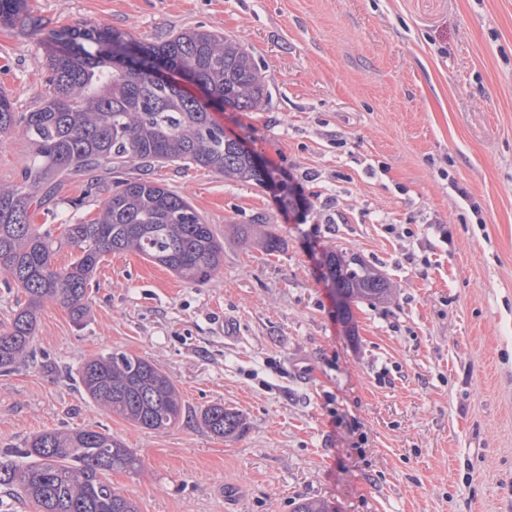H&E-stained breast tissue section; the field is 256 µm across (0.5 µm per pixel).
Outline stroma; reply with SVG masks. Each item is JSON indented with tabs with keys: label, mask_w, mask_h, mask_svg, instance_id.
I'll return each instance as SVG.
<instances>
[{
	"label": "stroma",
	"mask_w": 512,
	"mask_h": 512,
	"mask_svg": "<svg viewBox=\"0 0 512 512\" xmlns=\"http://www.w3.org/2000/svg\"><path fill=\"white\" fill-rule=\"evenodd\" d=\"M40 30L0 25V88L18 111L48 92L44 33L81 22L155 43L224 32L254 56L267 109H215L274 175L265 187L180 165L137 170L187 197L224 241L215 280L185 282L140 255L103 257L82 324L46 303L33 354L0 373V453L94 428L140 467L111 472L139 512H512V0H28ZM30 157L0 135V183ZM113 179L67 178L31 221L54 263L66 225L95 219ZM262 224L280 251L243 242ZM359 255L386 303L336 314L326 252ZM123 351L164 370L186 405L139 428L79 384ZM239 411L224 440L199 409Z\"/></svg>",
	"instance_id": "stroma-1"
}]
</instances>
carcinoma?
Here are the masks:
<instances>
[{
  "label": "carcinoma",
  "instance_id": "carcinoma-1",
  "mask_svg": "<svg viewBox=\"0 0 512 512\" xmlns=\"http://www.w3.org/2000/svg\"><path fill=\"white\" fill-rule=\"evenodd\" d=\"M31 23L27 0H0V24ZM49 91L34 107L16 111L0 91V133L16 128L30 147L22 182L0 184V273L25 295L10 326L0 331V373H8L32 348L37 314L47 301L63 305L72 321L88 311V288L102 257L115 251L139 254L191 284L210 282L224 264V243L191 202L164 185L122 178L102 202L98 217L69 224L66 239L77 250L64 269L52 264L55 241L29 223V211L51 195L64 174L117 171L128 166L192 165L236 182L273 180L256 164L241 139L224 135L204 103L182 90L191 78L210 103L232 110H261L271 93L252 54L223 33L184 28L156 44L140 46L137 65L121 68L114 51L129 42L124 30L94 23L49 32L44 39ZM165 80L153 78L158 62ZM325 277L336 294L339 316L351 320V304L381 303L388 280L346 251L325 255ZM85 394L132 424L163 430L186 411L172 380L145 358L112 351L79 371ZM210 434L224 439L246 429L244 416L222 404L199 414ZM19 466L0 457V487L17 486L35 512H138L112 489L108 475L136 470L131 449L91 427L35 436Z\"/></svg>",
  "mask_w": 512,
  "mask_h": 512
}]
</instances>
